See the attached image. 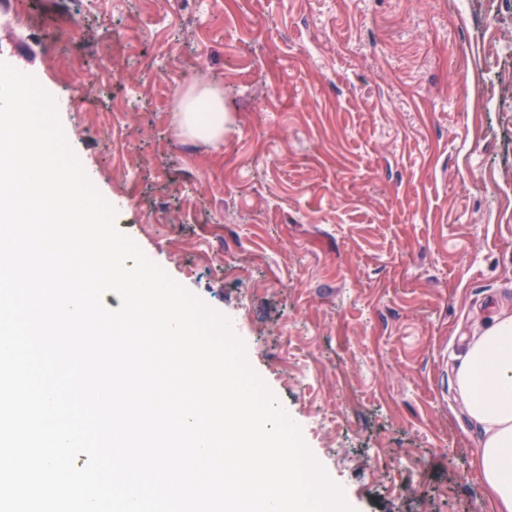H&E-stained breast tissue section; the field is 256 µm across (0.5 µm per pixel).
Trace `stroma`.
Wrapping results in <instances>:
<instances>
[{
	"label": "stroma",
	"mask_w": 512,
	"mask_h": 512,
	"mask_svg": "<svg viewBox=\"0 0 512 512\" xmlns=\"http://www.w3.org/2000/svg\"><path fill=\"white\" fill-rule=\"evenodd\" d=\"M112 2L0 0V62L116 228L228 319L352 512H496L452 378L512 315V0ZM204 86L216 143L174 134Z\"/></svg>",
	"instance_id": "1"
}]
</instances>
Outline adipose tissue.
<instances>
[{"label": "adipose tissue", "mask_w": 512, "mask_h": 512, "mask_svg": "<svg viewBox=\"0 0 512 512\" xmlns=\"http://www.w3.org/2000/svg\"><path fill=\"white\" fill-rule=\"evenodd\" d=\"M177 135L205 140L224 136V98L205 89L178 95ZM457 392L484 430L478 466L498 512H512V315L495 316L469 345L455 372Z\"/></svg>", "instance_id": "1"}]
</instances>
